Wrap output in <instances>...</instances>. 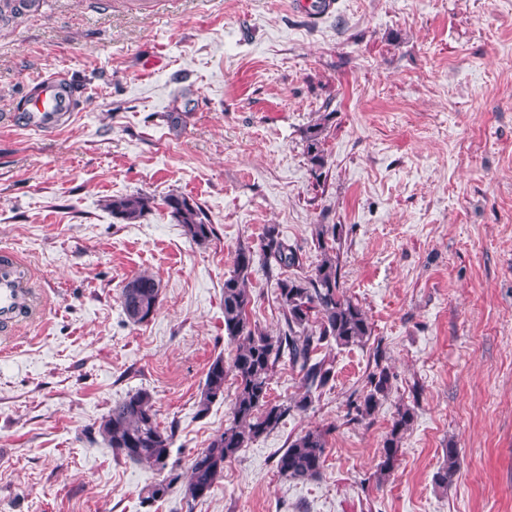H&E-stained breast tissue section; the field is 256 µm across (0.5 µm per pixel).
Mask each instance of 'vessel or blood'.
Returning <instances> with one entry per match:
<instances>
[{
    "instance_id": "vessel-or-blood-1",
    "label": "vessel or blood",
    "mask_w": 512,
    "mask_h": 512,
    "mask_svg": "<svg viewBox=\"0 0 512 512\" xmlns=\"http://www.w3.org/2000/svg\"><path fill=\"white\" fill-rule=\"evenodd\" d=\"M83 99L82 89L73 86L67 75L50 74L30 83L18 110L27 126L53 133L80 111ZM39 307L40 298L28 287L20 261L13 256L0 261V325L33 315Z\"/></svg>"
}]
</instances>
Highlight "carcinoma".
<instances>
[{
  "label": "carcinoma",
  "instance_id": "cac0c4a2",
  "mask_svg": "<svg viewBox=\"0 0 512 512\" xmlns=\"http://www.w3.org/2000/svg\"><path fill=\"white\" fill-rule=\"evenodd\" d=\"M323 131V124L316 122L304 135L307 160L318 177L322 176L326 166ZM160 204L193 242L206 244L215 236V228L209 224L202 208L188 198L170 194ZM160 204L154 196L138 192L115 196L107 207L112 216L123 223L136 224ZM313 237L322 254L320 264L310 274L278 282L286 330L277 336L252 327L249 319L252 294L247 282L256 251L249 245H241L236 251L235 270L224 279V331L236 342L235 353L228 365L224 364L221 355L210 363L199 391L198 413L204 415L213 403L224 400L228 377H233L236 387L224 430L212 436L206 448L191 459L182 496V502L189 509L194 502L211 493L224 476V465L235 459L241 449L274 429L291 409L307 410L313 393L334 379L333 362L314 358L318 349L332 345L361 346L372 336L365 311L346 296L339 281V253L329 245L336 241L337 225L317 224ZM260 251L265 260L272 259L282 268L300 266L298 249L281 237L275 224L264 229ZM120 302L130 323L143 324L158 310L159 283L153 275L140 273L124 285ZM285 358L299 369L304 389L291 407L270 399L271 380ZM382 360V353L376 352L375 368L367 375L365 389L359 397L348 402L347 415L353 421L371 418L391 391L393 374ZM414 419L413 408L408 405L397 407L382 445L379 474L386 475L394 469L401 439L412 427ZM98 433L114 456L133 464H145L162 475L141 492L140 506L145 512H151L156 503L169 497L173 485L180 479L169 466L173 433L160 426L149 391L138 390L116 401L101 417ZM327 445V431L310 428L301 432L278 457L279 473L293 481L318 478ZM459 466L458 450L445 449L443 462L433 474L435 487L448 490Z\"/></svg>",
  "mask_w": 512,
  "mask_h": 512
}]
</instances>
